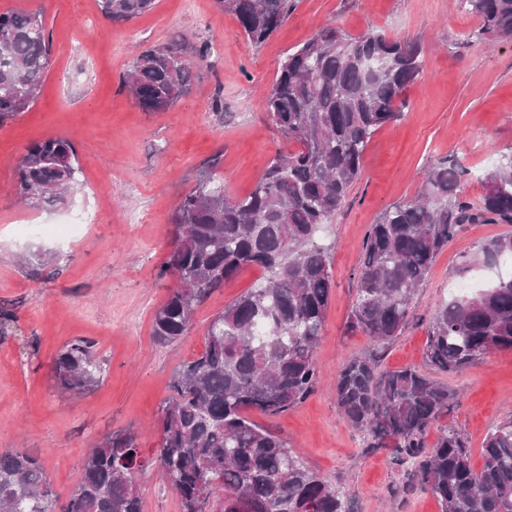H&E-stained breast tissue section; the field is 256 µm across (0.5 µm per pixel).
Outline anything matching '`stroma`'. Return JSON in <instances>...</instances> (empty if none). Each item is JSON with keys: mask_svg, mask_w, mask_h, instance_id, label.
Wrapping results in <instances>:
<instances>
[{"mask_svg": "<svg viewBox=\"0 0 512 512\" xmlns=\"http://www.w3.org/2000/svg\"><path fill=\"white\" fill-rule=\"evenodd\" d=\"M11 9L43 14L52 53L35 102L0 127V307L13 315L0 333V451L42 454L63 501L93 440L131 428L153 454L175 369L203 351L210 319L261 275L255 266L242 269L198 308L189 336L175 346L156 343L152 319L173 285L159 280L158 268L172 248L176 203L212 158L220 160L226 194L241 197L287 150L264 102L281 62L317 28L333 24L353 36L381 29L419 39L423 70L406 92L404 118L368 143L362 175L326 231L335 288L316 350L319 381L280 416L255 410L251 417L279 427L356 512H440L431 494L403 491L388 453L367 448L343 421L334 387L343 361L371 346L345 329L370 224L412 199L428 167L446 159L466 169L463 198L477 204L483 173L512 151V41H475L479 21L457 0H294L288 20L258 47L215 0H155L129 22L105 17L100 0H0V12ZM183 38L222 51L196 63L188 94L171 109L143 111L123 86L134 57ZM57 136L75 146L82 185L67 205H24L15 163L32 142ZM143 213L151 223H138ZM509 232V224H468L449 242L415 296L410 322L385 349L383 368L424 367L426 326L457 288L455 267ZM38 249L44 260L27 261ZM78 338L94 342L106 374L93 391L71 396L57 389L52 368ZM431 375L458 391L447 421L465 434L481 467L488 429L512 415V351L485 354L456 375ZM138 483L142 512H182L158 472L139 475Z\"/></svg>", "mask_w": 512, "mask_h": 512, "instance_id": "35a3bbf8", "label": "stroma"}]
</instances>
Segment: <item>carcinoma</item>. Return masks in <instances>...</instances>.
Masks as SVG:
<instances>
[{"instance_id": "cac0c4a2", "label": "carcinoma", "mask_w": 512, "mask_h": 512, "mask_svg": "<svg viewBox=\"0 0 512 512\" xmlns=\"http://www.w3.org/2000/svg\"><path fill=\"white\" fill-rule=\"evenodd\" d=\"M458 2L480 21L476 40L512 39V0ZM217 3L255 46L293 7V0ZM153 5L101 0L114 21L132 20ZM184 46H156L134 58L124 86L142 110L165 111L188 92L190 58L207 59L211 45L191 52ZM51 51L41 13H0V125L33 102ZM422 53L415 39L381 30L351 36L325 25L281 63L265 110L290 149L276 152L243 197L224 192L213 162L179 200L171 217L174 246L158 271L175 285L154 314L152 336L179 343L192 331L197 308L225 281L247 266L263 275L210 319L203 352L175 372L173 395L158 413L154 458L143 459L132 430L98 439L62 512H142L137 474L154 468L183 512H355L340 488L248 410L279 414L317 384L315 350L334 288L331 253L317 234L346 204L375 132L403 116ZM15 174L22 200L51 208L81 185L82 169L73 144L50 137L26 148ZM464 176L450 161L432 166L413 199L390 206L370 225L347 330L369 337L373 347L342 363L336 407L367 447L389 451L403 488L431 493L440 512H512V416L488 431L477 471L455 427L441 426L431 446L424 441L457 405L458 392L413 367L381 369L385 345L409 323L414 297L448 242L466 224H512V152L485 173L475 208L461 199ZM491 257L512 258V233L464 257L456 275H472ZM509 350L512 277L450 297L427 327L426 362L445 373ZM53 372L60 390L85 394L101 383L106 363L92 342L77 339L57 354ZM56 501L40 456L0 452V512H54Z\"/></svg>"}]
</instances>
